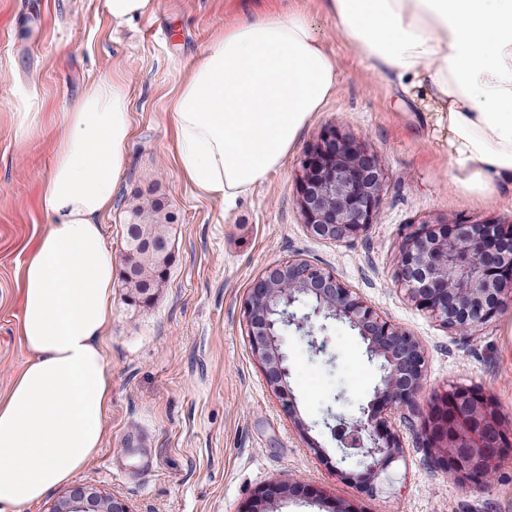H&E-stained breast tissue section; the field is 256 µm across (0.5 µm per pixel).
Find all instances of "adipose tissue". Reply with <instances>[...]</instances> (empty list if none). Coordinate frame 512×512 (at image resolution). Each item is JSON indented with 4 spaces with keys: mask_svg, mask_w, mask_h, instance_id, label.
<instances>
[{
    "mask_svg": "<svg viewBox=\"0 0 512 512\" xmlns=\"http://www.w3.org/2000/svg\"><path fill=\"white\" fill-rule=\"evenodd\" d=\"M345 41L401 99L423 107L448 153V188L512 193V0H321ZM335 60L312 21L266 11L227 28L173 103L177 164L233 203L278 169L333 92ZM40 189L48 229L20 271L31 355L0 401V512H26L100 450L112 395L105 333L114 269L101 217L131 138L119 80L90 83Z\"/></svg>",
    "mask_w": 512,
    "mask_h": 512,
    "instance_id": "adipose-tissue-1",
    "label": "adipose tissue"
}]
</instances>
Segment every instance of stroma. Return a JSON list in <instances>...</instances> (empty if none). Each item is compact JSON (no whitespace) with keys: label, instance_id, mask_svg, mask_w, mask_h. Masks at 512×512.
<instances>
[{"label":"stroma","instance_id":"stroma-1","mask_svg":"<svg viewBox=\"0 0 512 512\" xmlns=\"http://www.w3.org/2000/svg\"><path fill=\"white\" fill-rule=\"evenodd\" d=\"M303 11L338 64L335 92L301 132L281 168L232 207L199 195L180 175L170 105L204 51L258 10ZM124 81L132 137L127 168L103 224L114 265L135 195L162 199L174 217L172 263L148 303L112 289L106 356L112 400L102 447L78 475L126 502L131 512H240L271 479L294 478L327 499L358 501L361 512H512V459L495 482L466 489L428 459L417 429L399 431L405 454L382 493L340 482L309 448L336 444L326 412L358 415L378 371L361 339L331 321L326 354L305 337L283 335L298 408L311 440L294 428L269 391L247 337L244 301L270 265L309 260L334 274L422 347L426 385L416 415L434 394L476 386L512 421V307L479 335L462 336L411 303L394 278L401 229L432 214L512 218V196L483 202L448 188V154L431 124L364 63L323 14L320 0H156L153 13L115 27L102 0H0V400L30 355L19 334V267L47 229L40 183L63 132V115L85 86ZM25 101L36 120L18 133ZM339 125L362 139L385 173L383 203L368 229L343 242L314 237L297 206L296 171L319 132Z\"/></svg>","mask_w":512,"mask_h":512}]
</instances>
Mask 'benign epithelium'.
<instances>
[{"label":"benign epithelium","mask_w":512,"mask_h":512,"mask_svg":"<svg viewBox=\"0 0 512 512\" xmlns=\"http://www.w3.org/2000/svg\"><path fill=\"white\" fill-rule=\"evenodd\" d=\"M385 174L377 155L344 129L328 126L308 147L298 171L297 205L308 231L321 239L344 241L364 233L382 204ZM395 277L407 298L433 318L463 336H474L512 306V219L478 220L431 216L407 226ZM309 303L310 312L298 314ZM247 335L266 384L288 413L296 430L336 477L372 496L382 476L403 458L397 423H413L409 410L425 383V355L407 332L384 319L335 275L305 259L266 268L253 282L244 303ZM348 324L366 345L379 380L373 399L360 415L345 420L329 414L323 425L338 448L327 456L310 436L301 416L290 367L282 351L284 327L308 338L311 351L326 353L327 341L316 336L312 319ZM445 417L459 421L434 424L422 418L423 447L439 468L463 487H486L494 480L512 444L485 437L479 424L500 421L491 416L493 396L476 388L453 386L444 394ZM316 494L299 480H270L258 489L242 512H280L286 501ZM48 512H131L126 503L91 485L80 484L54 501Z\"/></svg>","instance_id":"obj_1"}]
</instances>
